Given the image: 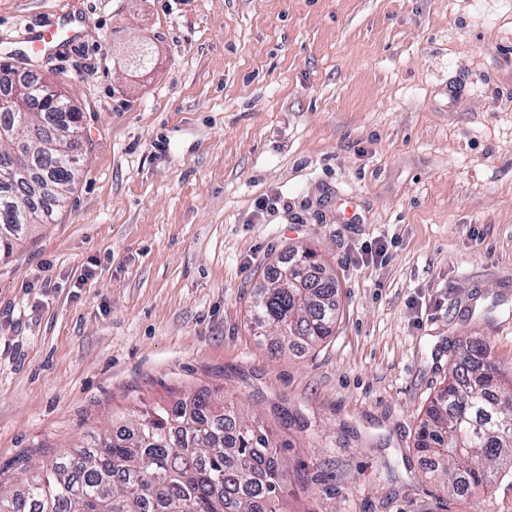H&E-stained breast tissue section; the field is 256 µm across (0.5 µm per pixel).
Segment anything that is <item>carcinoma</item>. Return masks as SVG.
<instances>
[{"label":"carcinoma","mask_w":512,"mask_h":512,"mask_svg":"<svg viewBox=\"0 0 512 512\" xmlns=\"http://www.w3.org/2000/svg\"><path fill=\"white\" fill-rule=\"evenodd\" d=\"M51 84L0 62V256L24 231L52 223L82 163L83 113ZM250 312L279 345L312 348L336 325V277L305 247L266 273ZM421 449L440 487L462 496L512 476V376L487 341H472L431 402ZM259 416L210 392L136 409L112 430L22 470L0 487V512H280L288 462Z\"/></svg>","instance_id":"obj_1"}]
</instances>
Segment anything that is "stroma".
<instances>
[{
	"mask_svg": "<svg viewBox=\"0 0 512 512\" xmlns=\"http://www.w3.org/2000/svg\"><path fill=\"white\" fill-rule=\"evenodd\" d=\"M60 14L81 36L32 71L82 171L0 260V482L221 386L286 442V512H512V478L452 497L417 447L469 341L512 373V0H0V60ZM302 246L339 317L281 351L249 307Z\"/></svg>",
	"mask_w": 512,
	"mask_h": 512,
	"instance_id": "35a3bbf8",
	"label": "stroma"
}]
</instances>
